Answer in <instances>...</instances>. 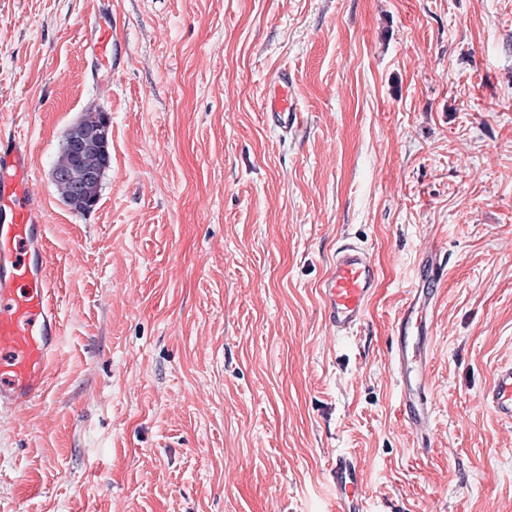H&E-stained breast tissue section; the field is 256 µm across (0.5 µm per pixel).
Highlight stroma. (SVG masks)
I'll use <instances>...</instances> for the list:
<instances>
[{
    "label": "stroma",
    "instance_id": "1",
    "mask_svg": "<svg viewBox=\"0 0 512 512\" xmlns=\"http://www.w3.org/2000/svg\"><path fill=\"white\" fill-rule=\"evenodd\" d=\"M98 108L80 213L53 169ZM0 129L32 142L61 323L43 391L0 409V512H329L340 452L368 512H512V424L481 402L512 362V0H0ZM345 240L379 282L342 336L318 285ZM431 245L423 453L391 357ZM116 28L112 16L103 12L95 17L94 40L92 50L97 59L112 70V48L116 46ZM263 112L266 119L283 133H288V129L298 122V112L291 97L287 73L278 77L273 93L264 103Z\"/></svg>",
    "mask_w": 512,
    "mask_h": 512
}]
</instances>
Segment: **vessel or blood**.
<instances>
[{
    "label": "vessel or blood",
    "instance_id": "obj_1",
    "mask_svg": "<svg viewBox=\"0 0 512 512\" xmlns=\"http://www.w3.org/2000/svg\"><path fill=\"white\" fill-rule=\"evenodd\" d=\"M116 29L109 13L96 16L92 50L104 66L112 64ZM263 110L280 131L298 121L287 75H280ZM31 143L11 131L0 134V403H27L45 384L47 367L60 335V318L46 277L43 216L33 201ZM446 264L426 248L420 262L421 288L404 303L397 320L393 352L402 417L421 448L431 444L432 401L427 374L429 336L438 288ZM372 254L355 243L336 250L319 292L324 316L336 333L354 332L364 321L378 285ZM481 402L500 420L512 423V363L498 367ZM333 512H367L364 475L352 456L341 453L330 464Z\"/></svg>",
    "mask_w": 512,
    "mask_h": 512
}]
</instances>
